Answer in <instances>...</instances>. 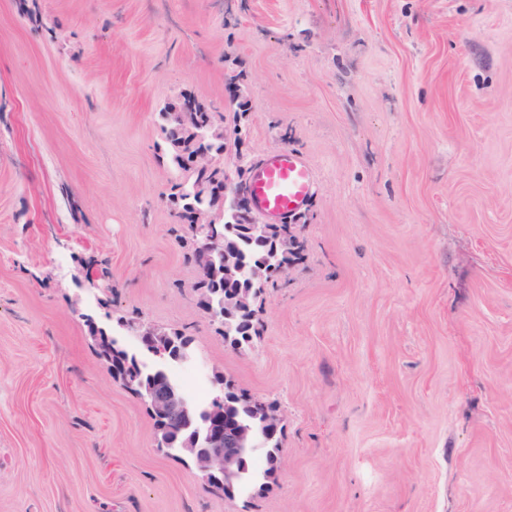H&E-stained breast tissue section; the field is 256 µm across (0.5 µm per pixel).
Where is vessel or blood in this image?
I'll return each mask as SVG.
<instances>
[{
    "instance_id": "obj_1",
    "label": "vessel or blood",
    "mask_w": 512,
    "mask_h": 512,
    "mask_svg": "<svg viewBox=\"0 0 512 512\" xmlns=\"http://www.w3.org/2000/svg\"><path fill=\"white\" fill-rule=\"evenodd\" d=\"M315 174L301 154L282 150L264 154L247 184L256 212L267 223L285 224L313 194Z\"/></svg>"
}]
</instances>
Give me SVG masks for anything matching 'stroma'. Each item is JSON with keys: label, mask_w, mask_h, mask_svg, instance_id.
<instances>
[{"label": "stroma", "mask_w": 512, "mask_h": 512, "mask_svg": "<svg viewBox=\"0 0 512 512\" xmlns=\"http://www.w3.org/2000/svg\"><path fill=\"white\" fill-rule=\"evenodd\" d=\"M185 99L230 179L317 174L242 351L172 199ZM97 330L275 405L274 475L158 448ZM0 512H512V0H0ZM137 327L141 342L146 350L153 356L162 360H166L170 350L167 345L166 337L160 335L157 331L150 327H144L141 324H139Z\"/></svg>", "instance_id": "stroma-1"}]
</instances>
